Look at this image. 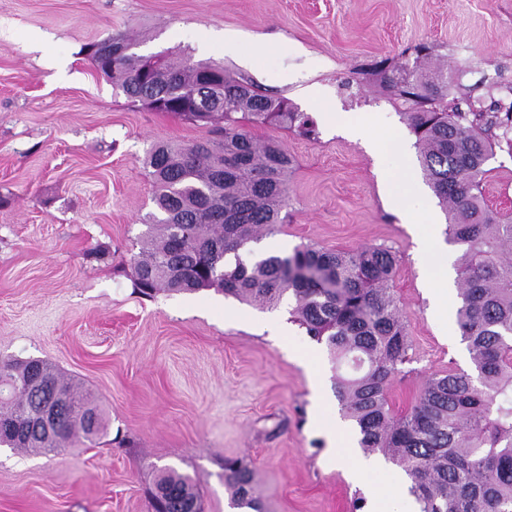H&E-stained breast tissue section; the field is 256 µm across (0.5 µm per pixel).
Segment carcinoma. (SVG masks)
Here are the masks:
<instances>
[{
	"mask_svg": "<svg viewBox=\"0 0 512 512\" xmlns=\"http://www.w3.org/2000/svg\"><path fill=\"white\" fill-rule=\"evenodd\" d=\"M417 49L412 64L372 69L405 106L417 138L425 179L444 206L448 239L458 258L456 324L473 369L431 376L411 407L395 414L391 380L410 361L406 321L389 284L397 268L391 250L355 252L303 245L284 256L243 253L283 223L292 159L270 138L244 129L275 126L302 135L312 124L288 100L235 79L215 64L175 63L163 57L148 75L141 58L117 55L108 64L90 54L96 70L133 103L171 94L155 108L214 125L218 138L191 145L162 143L148 158L158 213L148 216L142 255L133 256L141 294L158 289L194 293L213 288L241 302L278 305L308 336L328 347L336 367L334 393L344 418L359 432L366 455L380 453L401 468L420 512H512V224L483 197L486 164L501 141L512 147L498 106L454 95L453 82L427 70ZM218 77L223 111L196 112L186 98L203 72ZM62 403L52 433L30 429L43 403ZM107 434L102 410L46 361L0 359V446L59 454ZM253 471L224 460V486L233 507L260 512ZM152 512H191L201 496L172 468L159 470Z\"/></svg>",
	"mask_w": 512,
	"mask_h": 512,
	"instance_id": "obj_1",
	"label": "carcinoma"
}]
</instances>
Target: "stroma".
Returning <instances> with one entry per match:
<instances>
[{
  "label": "stroma",
  "mask_w": 512,
  "mask_h": 512,
  "mask_svg": "<svg viewBox=\"0 0 512 512\" xmlns=\"http://www.w3.org/2000/svg\"><path fill=\"white\" fill-rule=\"evenodd\" d=\"M242 39L225 50L224 35ZM135 54L173 51L219 64L284 97L316 136L255 127L293 159L288 217L272 255L312 245H382L398 257L391 289L412 361L390 388L407 410L430 376L470 370L456 323L442 325L424 285L418 238L447 247V216L423 181L416 137L369 73L432 49L431 69H463L485 101L512 86V0H0V358H39L92 393L106 441L54 455L0 447V512H151L159 469L190 477L204 512H230L224 460L250 463L263 512H355L385 475L352 480L356 442L329 439L333 391L316 406L325 345L292 322L291 299L243 303L212 289L140 295L132 257L155 212L147 156L159 143L210 139L209 123L131 103L86 53L108 36ZM268 38L254 53L249 40ZM370 122L369 141L343 133ZM484 195L512 218V154L488 161ZM432 211L429 224L403 213ZM108 255L99 260L98 248Z\"/></svg>",
  "instance_id": "obj_1"
}]
</instances>
